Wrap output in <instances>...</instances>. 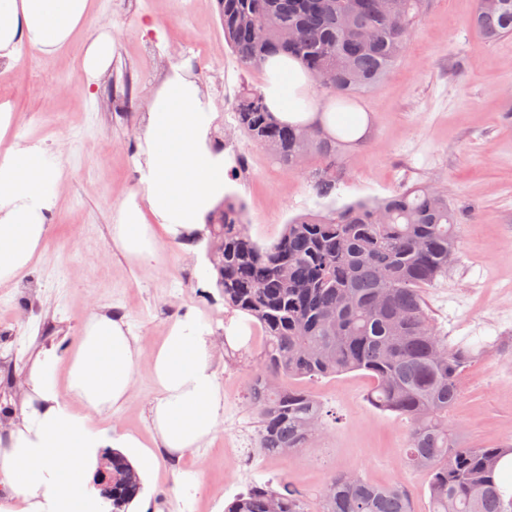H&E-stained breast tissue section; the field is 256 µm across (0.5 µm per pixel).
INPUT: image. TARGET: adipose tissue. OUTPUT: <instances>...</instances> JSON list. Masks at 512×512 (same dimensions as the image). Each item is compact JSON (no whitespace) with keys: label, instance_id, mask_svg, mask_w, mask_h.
I'll return each mask as SVG.
<instances>
[{"label":"adipose tissue","instance_id":"adipose-tissue-1","mask_svg":"<svg viewBox=\"0 0 512 512\" xmlns=\"http://www.w3.org/2000/svg\"><path fill=\"white\" fill-rule=\"evenodd\" d=\"M88 0H0V66L14 67L20 44L45 54L58 51L86 20ZM266 104L279 121L349 127L361 138L366 115L356 107L321 105L314 79L292 58L265 65ZM211 114L184 68H173L148 105L139 136L136 199L124 202L112 227L114 242L134 261L156 255L153 215L170 233L203 230L208 213L225 193L228 161L210 145ZM58 163L36 144L11 146L0 156V282L16 278L32 262L57 203ZM148 360L160 396L150 409L156 434L168 452L185 454L213 437L224 409L201 317L177 318L161 343L142 353L123 323L93 315L67 362L45 352L31 372V393L22 423L0 451V481L15 497L17 512H103L89 481L98 451L121 448L148 473L155 454L137 438L93 422L90 410L121 405L140 360ZM65 367L71 400L57 392Z\"/></svg>","mask_w":512,"mask_h":512}]
</instances>
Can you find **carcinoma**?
<instances>
[{
    "label": "carcinoma",
    "instance_id": "cac0c4a2",
    "mask_svg": "<svg viewBox=\"0 0 512 512\" xmlns=\"http://www.w3.org/2000/svg\"><path fill=\"white\" fill-rule=\"evenodd\" d=\"M224 39L245 68L291 54L321 88L346 96L374 86L402 55L429 0H218ZM470 24L493 40L512 35V0H475ZM238 127L280 163L297 168L312 153L321 197L336 190V163L348 128L334 135L281 123L259 90L244 92ZM460 213L438 186L419 183L370 204L355 202L293 218L268 243L241 223L227 199L193 243L219 256L215 286L224 304L255 320L264 344L259 373L248 383L258 415L257 448L288 455L323 432L321 406L284 379L372 374L373 406L410 424L404 463L430 473V512H512V493L495 479L512 448L464 444L449 423L460 397L458 377L473 349L450 346L436 331L424 291L457 258ZM112 470V512H127L142 492L139 472L119 453ZM225 512H310L308 496L283 480L252 485ZM315 512H411L398 485L332 476Z\"/></svg>",
    "mask_w": 512,
    "mask_h": 512
}]
</instances>
